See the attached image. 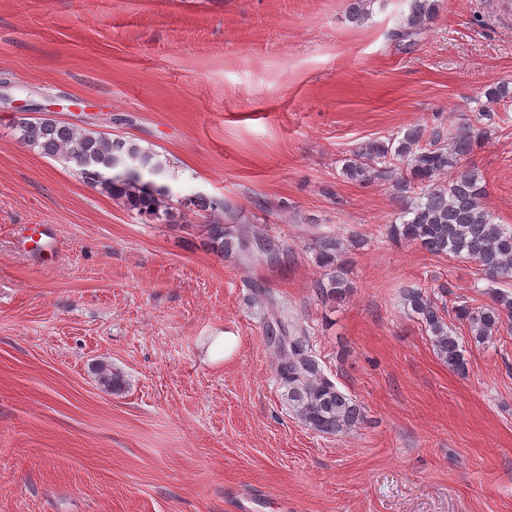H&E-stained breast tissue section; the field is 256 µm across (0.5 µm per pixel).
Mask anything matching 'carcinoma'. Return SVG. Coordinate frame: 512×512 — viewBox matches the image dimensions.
<instances>
[{
	"label": "carcinoma",
	"mask_w": 512,
	"mask_h": 512,
	"mask_svg": "<svg viewBox=\"0 0 512 512\" xmlns=\"http://www.w3.org/2000/svg\"><path fill=\"white\" fill-rule=\"evenodd\" d=\"M437 9L438 0H410L397 37L409 40L423 33L433 23ZM483 95L487 103L498 104L512 98V86L493 82ZM488 117L490 111L484 110L477 123L466 122L450 132L440 125L428 130L415 127L400 138L367 142L353 151L343 166V174L353 181L394 177V190L406 205L398 222L386 225L388 238L415 244L434 255L474 260L488 280L497 284L489 289L490 303L480 308L465 302L454 307L455 318L468 324L474 340L482 344L503 324L512 322V290L501 288L512 284V228L494 223L484 207V176L477 168L463 164L496 133L494 126L482 122ZM16 130L21 143L72 164L91 186L121 201L146 223L181 224L189 211L218 210L231 215L228 205L201 195L174 207L170 188L155 182L165 174L166 162L131 140L48 116L21 118ZM202 228L212 251L223 257L253 260L252 241L257 234L248 228L226 226L222 219ZM342 250L336 239L319 241L316 262L329 272L314 281L313 293L323 303L341 302L349 292L340 264ZM402 301L404 310L424 325L439 359L456 373L466 374L462 346L445 316L447 307L438 305L419 287L404 289ZM273 322L280 339L269 344L277 354L276 379L285 389L289 408L305 426L324 434L336 435L359 425L363 408L325 374L309 347L306 332L285 316L276 315ZM97 377L99 384L112 392L124 386L123 376L107 364L99 366Z\"/></svg>",
	"instance_id": "cac0c4a2"
}]
</instances>
